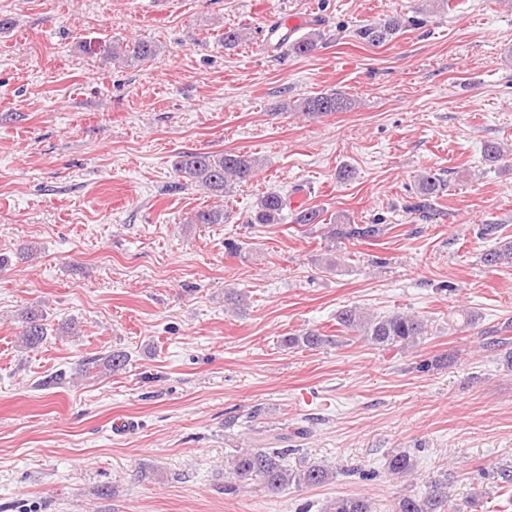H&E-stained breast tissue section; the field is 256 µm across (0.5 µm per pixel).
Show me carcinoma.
I'll return each mask as SVG.
<instances>
[{"label": "carcinoma", "mask_w": 512, "mask_h": 512, "mask_svg": "<svg viewBox=\"0 0 512 512\" xmlns=\"http://www.w3.org/2000/svg\"><path fill=\"white\" fill-rule=\"evenodd\" d=\"M400 18L382 23L367 24L357 31L360 39L379 46L391 41L401 30ZM323 40L321 33L311 32L291 44L297 55L315 51ZM155 49L146 42L122 45L114 44L106 49V59L124 62L142 61L152 57ZM348 99L339 91L322 92L302 99L295 109L312 117L342 112L348 108ZM260 166L259 158L248 153L210 154L206 152H182L175 163L176 173L186 181L209 192L231 196L235 186L252 180ZM448 188L442 174L429 170L420 175L416 186V201L405 209L425 215L432 202L440 198ZM322 211L313 207L292 206L291 195L286 190H273L259 198L250 224H281L289 219L294 224H320ZM229 214L222 210H201L190 220L192 224H222ZM384 230L380 223L341 224L332 227L327 237L352 242L371 241ZM483 262L497 266L512 264V240H499L496 247L483 254ZM47 317L41 310L25 313L19 336L25 345L33 348L47 336ZM339 331L345 336L365 341L383 350L404 349L416 345L429 333L428 319L415 313L396 311L388 315L369 314L359 306H347L336 314ZM290 348L317 349L334 343V339L311 329L299 335L283 338ZM483 348L495 355H504V362L512 368V321L502 323L494 335L487 338ZM286 448H250L233 456L231 481L224 492L234 493L251 483L258 484L265 492L275 495L289 486L314 487L336 478V471L324 464H311L300 470H292L284 463ZM387 469L396 477L415 473L416 463L410 453L395 451L387 458ZM448 474L430 481L423 493H405L396 499L393 512H449ZM325 512H373L371 501L360 495H341L331 499Z\"/></svg>", "instance_id": "obj_1"}]
</instances>
